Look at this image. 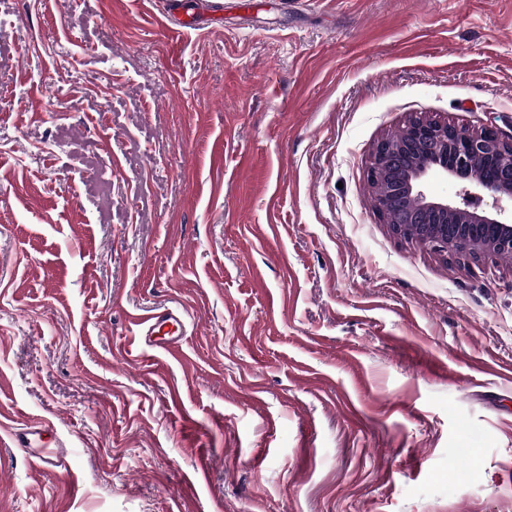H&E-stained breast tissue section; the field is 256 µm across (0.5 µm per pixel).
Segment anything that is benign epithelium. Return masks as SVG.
<instances>
[{"instance_id":"benign-epithelium-1","label":"benign epithelium","mask_w":512,"mask_h":512,"mask_svg":"<svg viewBox=\"0 0 512 512\" xmlns=\"http://www.w3.org/2000/svg\"><path fill=\"white\" fill-rule=\"evenodd\" d=\"M483 162L491 177L472 174ZM433 173L461 184L457 202L428 195L424 181ZM369 181L385 187L379 211L396 235L404 225L420 229V243L438 253L479 257L512 252V214L480 208L481 193L512 202V137L492 129L473 132L455 124L419 116L398 141L381 139L372 151Z\"/></svg>"}]
</instances>
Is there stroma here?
Returning a JSON list of instances; mask_svg holds the SVG:
<instances>
[{"label": "stroma", "mask_w": 512, "mask_h": 512, "mask_svg": "<svg viewBox=\"0 0 512 512\" xmlns=\"http://www.w3.org/2000/svg\"><path fill=\"white\" fill-rule=\"evenodd\" d=\"M223 2L0 0V512H512V264L367 177L512 135V0ZM142 342L152 348L161 349L170 355L179 353L186 333L184 319L172 311L152 313L140 322Z\"/></svg>", "instance_id": "stroma-1"}]
</instances>
